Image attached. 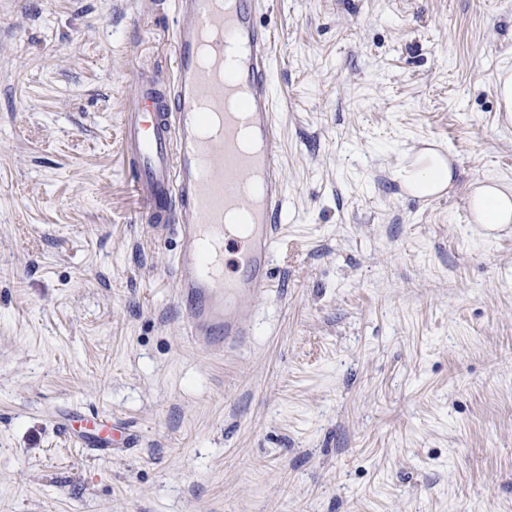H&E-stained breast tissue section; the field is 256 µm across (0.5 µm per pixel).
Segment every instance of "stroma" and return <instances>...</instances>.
Returning <instances> with one entry per match:
<instances>
[{
  "mask_svg": "<svg viewBox=\"0 0 512 512\" xmlns=\"http://www.w3.org/2000/svg\"><path fill=\"white\" fill-rule=\"evenodd\" d=\"M284 222L243 355L184 334L121 147L174 0H0V512H512V0H259ZM433 141L449 193L397 177ZM132 426L100 461L59 434ZM495 93L503 122H512V68H503L497 75ZM503 115V116H502ZM472 223L511 224L512 188L493 180L480 182L469 198ZM75 417L58 423L60 433L69 438L80 440L94 456H108L121 448H112L111 436L114 433L112 417L97 410L89 409L73 412Z\"/></svg>",
  "mask_w": 512,
  "mask_h": 512,
  "instance_id": "35a3bbf8",
  "label": "stroma"
}]
</instances>
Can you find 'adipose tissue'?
I'll list each match as a JSON object with an SVG mask.
<instances>
[{
    "label": "adipose tissue",
    "mask_w": 512,
    "mask_h": 512,
    "mask_svg": "<svg viewBox=\"0 0 512 512\" xmlns=\"http://www.w3.org/2000/svg\"><path fill=\"white\" fill-rule=\"evenodd\" d=\"M397 176L406 192L419 198L439 196L455 180L451 161L437 145L424 148L409 159ZM469 209L473 223L511 224L512 188L493 180L480 182L469 198Z\"/></svg>",
    "instance_id": "obj_1"
}]
</instances>
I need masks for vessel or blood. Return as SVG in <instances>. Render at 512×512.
I'll return each mask as SVG.
<instances>
[{"mask_svg": "<svg viewBox=\"0 0 512 512\" xmlns=\"http://www.w3.org/2000/svg\"><path fill=\"white\" fill-rule=\"evenodd\" d=\"M257 0H175L171 79L141 75L122 138L148 221L175 227L185 334L212 354L244 352V313L271 286L285 206L284 166L269 80L274 37L256 21ZM238 214L236 271L224 272L227 214ZM60 433L91 454L113 452L112 419L90 409Z\"/></svg>", "mask_w": 512, "mask_h": 512, "instance_id": "obj_1", "label": "vessel or blood"}]
</instances>
